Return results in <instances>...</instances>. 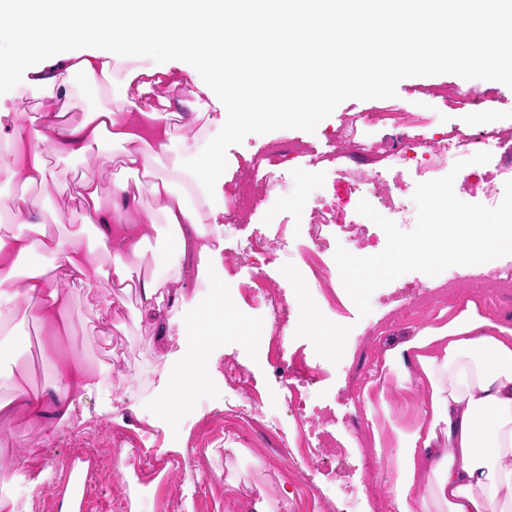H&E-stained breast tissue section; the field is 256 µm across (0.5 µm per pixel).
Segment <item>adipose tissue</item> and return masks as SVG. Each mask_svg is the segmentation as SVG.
I'll return each instance as SVG.
<instances>
[{"instance_id": "adipose-tissue-1", "label": "adipose tissue", "mask_w": 512, "mask_h": 512, "mask_svg": "<svg viewBox=\"0 0 512 512\" xmlns=\"http://www.w3.org/2000/svg\"><path fill=\"white\" fill-rule=\"evenodd\" d=\"M13 0H0V11L10 19L0 25L10 48L0 50V90H13L18 78L39 92L67 98L73 92L95 95L109 83L126 102L124 112L105 107L91 109L84 121L72 125L63 113L44 112L33 126H14L7 147L10 161L0 164V178L32 185L47 173L46 153L70 157L111 143L124 153L127 171L149 180L157 207L137 214L138 196L129 181L115 179L103 194L93 179L79 184L78 214L92 228L100 246L119 242L105 274L106 285L93 297L96 306L112 304L113 292L137 289L141 316L164 318L170 283L178 281L187 265L199 277L222 266V245L214 243L201 225L197 201H210L224 168L215 157L213 140H194L178 158L171 173L156 166L173 140L174 113L145 101L157 85L175 84L170 67L161 63L162 50L190 58L198 66L220 67L222 81H231L243 65L237 37L245 32L256 45L276 43L289 57L307 59L304 69L270 71L257 82L248 101L235 112L224 111V101L209 86L185 101L186 125H194L212 110H220L224 134L243 124L274 120L284 112L306 114L328 103L337 91L350 88V74H363L366 83L388 86L407 67L441 65L453 59L463 84L472 79L496 82L503 67L512 68V40L487 43L471 36L476 19L456 17L451 54L416 45L408 24L443 28L448 0H405L402 11L387 20V34L370 41V16L364 0H350L347 9L296 13L275 0H39L38 6L16 9ZM50 26L66 40L96 32L108 42L104 54L78 58L66 53L50 61L39 57L27 36ZM348 49L345 70L328 73L336 53ZM165 231V247L152 272L136 263L152 236ZM41 254L51 258L52 270L32 266L23 275L22 290L13 282L23 259ZM91 251L71 240L44 235L31 239L13 236L0 240V307L24 301V316L58 332L64 329L69 297L64 283L89 284ZM417 363L428 390L422 417L395 428L398 443L392 486L397 512H512V326L483 315L475 303L457 312L448 323L428 326L385 355L384 365L398 380L410 378L408 363ZM95 375L83 366L62 361L43 389L16 385L13 395L0 401V414L25 413L33 420L67 418L75 397L91 389ZM429 493H422L421 483Z\"/></svg>"}]
</instances>
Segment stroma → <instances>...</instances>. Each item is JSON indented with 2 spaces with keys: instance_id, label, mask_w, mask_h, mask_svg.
<instances>
[{
  "instance_id": "1",
  "label": "stroma",
  "mask_w": 512,
  "mask_h": 512,
  "mask_svg": "<svg viewBox=\"0 0 512 512\" xmlns=\"http://www.w3.org/2000/svg\"><path fill=\"white\" fill-rule=\"evenodd\" d=\"M162 61L173 65L178 84L156 87L154 93L171 102L192 99L199 84L210 79L187 58L169 53ZM457 82L449 69H411L388 87L339 93L316 115L244 125L224 138L220 147L225 216L212 219L209 208H202L203 225L223 240L225 253L243 251L259 235L274 238L276 253L270 261L257 255L249 264L224 263L206 280L190 271L171 284V291L189 301L200 300L215 288L222 289L228 301L224 314L209 317L197 334L196 343L205 354L206 381L196 388L191 408L176 421L158 415L154 402L166 392L165 377L181 365L179 326L138 319L135 293L123 295L115 315L91 311L85 289H71L66 312L70 327L56 338L35 323L11 320L14 337L0 343V399L10 397L19 382L43 388L53 376L50 359L57 350L103 374L100 385L83 392L66 420L35 423L19 413L0 416V490L11 495L21 486L28 492L27 498L17 500L15 512H36L34 505L42 500L59 508L72 459H98L117 448H142L163 462L172 459L175 446L184 449L187 468L161 470L146 486L129 466L97 470L91 496L98 512H131L135 507L140 512H163V503L170 499L177 503L176 512H253L254 502L263 498L272 501L274 512H392L389 489L396 444L387 442L382 452H375L372 429L416 419L425 391L414 381L401 384L382 378L383 357L461 309L463 302H437L447 293L456 270L451 267L434 277L417 271L403 274L373 292L371 311L365 316L346 292L333 254H325L324 260L331 266L336 306H329L319 290L299 286L294 274L304 267L302 226L318 202L332 204L336 223L361 219L357 206L363 195L350 193L338 182L337 170L361 166L386 176L391 173L388 159L341 157L332 151L329 142L336 130L355 115L391 108L421 112L429 120L431 135L466 136L484 124L512 126V75H503L493 85L499 104L485 113L449 105L448 88ZM95 106L124 109L107 89L89 101L78 95L63 99L35 93L18 85L0 102L7 111L0 118V156L15 125L58 110L77 124ZM285 144L292 145V152L272 165V151ZM121 154L120 148L106 143L101 152L82 157L52 155L45 183L28 188L19 182L0 184V230L8 236L32 235L30 225L12 222L7 213L12 196L25 191L36 202L35 218L42 231L66 232L70 225L65 218L76 208L72 195L77 181L89 177L103 190H111ZM490 155L487 163L458 172L453 161L440 162L433 175L455 173L459 199L497 207L506 182L512 180V165L500 167L498 150ZM255 279L273 283L292 307L284 326H272L264 306L240 296L241 285ZM274 334L281 336L286 356L321 370L317 382L305 388V421L291 415L289 382L267 362L260 339ZM245 382L260 393L259 415L278 418L287 438L306 430L317 463L299 471L288 468L252 422L231 415L237 388ZM380 393L388 402L384 411L366 402Z\"/></svg>"
}]
</instances>
